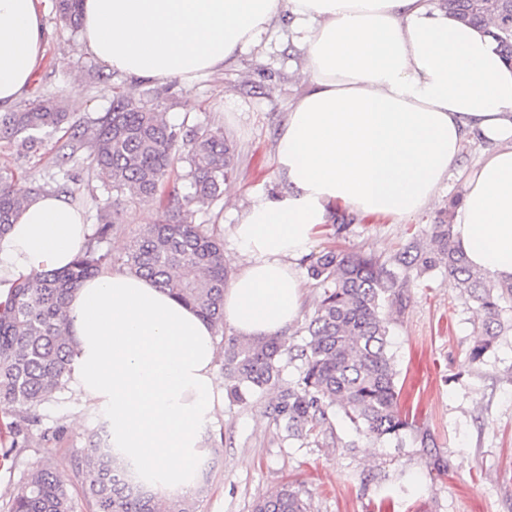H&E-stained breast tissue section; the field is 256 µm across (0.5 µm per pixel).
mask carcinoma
<instances>
[{
	"mask_svg": "<svg viewBox=\"0 0 512 512\" xmlns=\"http://www.w3.org/2000/svg\"><path fill=\"white\" fill-rule=\"evenodd\" d=\"M441 9L459 21L483 28L494 38L505 62L512 65V0H440ZM59 21L76 31L81 25L82 0H57ZM59 99L41 100L20 112L0 113V139L21 137L30 150L35 133L56 130L68 122ZM185 178L194 194L182 201L170 192L174 205L160 220L140 230L129 242L123 265L128 272L152 280L178 300L196 308L214 327L224 325L227 271L220 239L194 221L193 204L216 200L233 167V150L217 129L181 133L156 109L115 94L112 106L96 118L88 140L72 136L70 154L89 148L92 164L109 193L128 194L140 202L156 199L179 146ZM13 175L0 170V238L25 200L45 192L37 185L25 195L12 189ZM118 213L108 203L87 245L67 267L32 274L9 283L0 302V401L16 404L22 419L10 424L11 448L30 441V422L39 407L68 391L72 347L67 335L66 308L75 290L111 262L101 244L111 235ZM435 247L424 250L409 243L389 269L361 254L325 250L308 265V276L323 293L306 326L309 341L300 350V375L283 385L280 358L282 336L224 343L222 370L227 393L235 401L277 391L272 414L288 436L304 440L328 409L339 407L357 431L382 440L397 437L407 426L399 409L397 371L388 354L389 325L382 316L387 303L400 298L407 272L421 275L442 269L485 311L484 336L469 352L475 365L484 361L499 332V302L512 297V281L495 283L470 265L455 244L451 224L433 225ZM93 434L90 447L77 459L80 494L88 512H194V498L206 482L195 478L184 494L168 497L154 492L137 466L115 449L104 451ZM7 512H74L73 495L48 462L32 468L7 503ZM253 512H307L299 493L283 486L258 499Z\"/></svg>",
	"mask_w": 512,
	"mask_h": 512,
	"instance_id": "1",
	"label": "carcinoma"
}]
</instances>
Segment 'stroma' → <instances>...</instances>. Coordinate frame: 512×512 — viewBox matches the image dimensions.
<instances>
[{"label": "stroma", "instance_id": "stroma-1", "mask_svg": "<svg viewBox=\"0 0 512 512\" xmlns=\"http://www.w3.org/2000/svg\"><path fill=\"white\" fill-rule=\"evenodd\" d=\"M44 57L26 93L15 103L23 110L38 100L62 99L70 114L56 132H40L36 150L20 141L0 140V169L14 173L13 187L24 193L42 184L55 190L59 180L83 201L88 224H96L108 199L102 179L81 149L60 167L63 145L74 129L91 128L107 112L117 91L134 98L150 95L164 120L175 128L223 130L234 150L233 171L220 197L196 206L195 221L224 243V266L236 275L240 257L230 236L233 224L254 196L273 197L287 188L276 167L280 130L292 104L307 90L304 51L290 20L273 23L255 45L231 65L197 77L140 81L115 72L94 83L90 71L105 66L88 54L80 35L56 19L55 0H46ZM483 151L466 142L458 165L435 199L400 224H382L340 207L307 257L297 264L305 273L312 256L335 249L390 261L408 242L432 247V227L454 220V202L463 197L466 176ZM174 162L168 184L156 200L119 199V225L107 239L112 269L123 267L127 242L169 201L171 185L191 192ZM349 226H342L343 218ZM389 350L398 370L400 409L409 426L397 439L376 440L357 433L340 409L305 441L289 439L274 421L273 394L246 404L225 401L202 433L208 473L196 512H252L254 503L282 486L299 491L309 512H512V298L501 300L500 337L483 364L468 354L479 338L484 315L462 294L447 273L436 270L411 279L403 304L385 307ZM104 413L66 392L44 403L32 428L33 443L0 459V508L23 482L28 470L50 461L69 489H77L75 459L91 434L107 427Z\"/></svg>", "mask_w": 512, "mask_h": 512}]
</instances>
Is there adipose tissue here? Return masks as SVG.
<instances>
[{
	"label": "adipose tissue",
	"instance_id": "1",
	"mask_svg": "<svg viewBox=\"0 0 512 512\" xmlns=\"http://www.w3.org/2000/svg\"><path fill=\"white\" fill-rule=\"evenodd\" d=\"M282 17L303 43L308 89L277 145L287 191L255 198L232 228L246 263L224 292L225 322L245 338L282 334L300 307L293 261L330 213L402 223L469 139L487 149L467 176L456 241L472 266L512 280V67L485 30L428 0H83V43L113 71L187 83ZM43 52L42 0H0V107L24 95ZM87 234L64 197H32L0 238V279L70 265ZM68 319L71 388L144 474L189 489L201 430L224 404L213 326L151 280L108 270L76 290Z\"/></svg>",
	"mask_w": 512,
	"mask_h": 512
}]
</instances>
